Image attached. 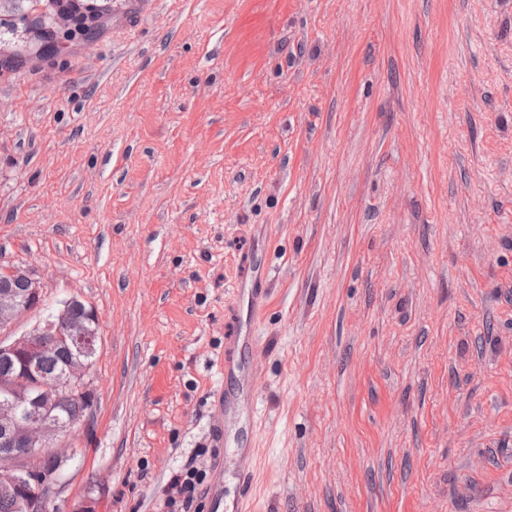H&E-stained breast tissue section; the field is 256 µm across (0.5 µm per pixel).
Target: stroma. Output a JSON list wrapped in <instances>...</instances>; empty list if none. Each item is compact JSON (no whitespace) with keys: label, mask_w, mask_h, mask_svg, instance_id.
Instances as JSON below:
<instances>
[{"label":"stroma","mask_w":512,"mask_h":512,"mask_svg":"<svg viewBox=\"0 0 512 512\" xmlns=\"http://www.w3.org/2000/svg\"><path fill=\"white\" fill-rule=\"evenodd\" d=\"M256 324L252 512H512V0H118L0 66V265L33 330L97 316L58 512H166L234 439L224 322ZM169 481L172 494L165 503L167 512H192L197 485L201 484V480H196L195 472L189 470L185 474L175 473Z\"/></svg>","instance_id":"1"}]
</instances>
